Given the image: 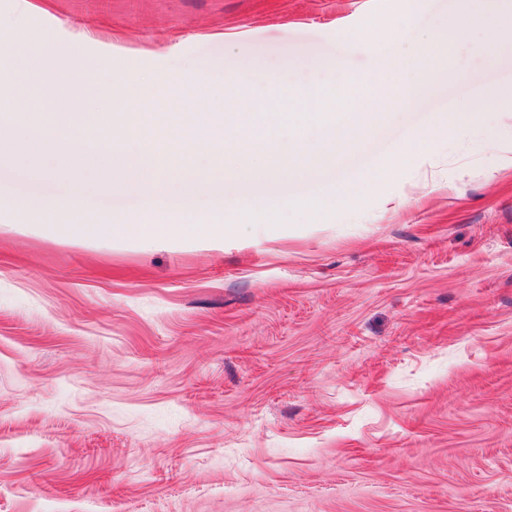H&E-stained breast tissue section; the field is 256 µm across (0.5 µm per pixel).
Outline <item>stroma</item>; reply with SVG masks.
I'll list each match as a JSON object with an SVG mask.
<instances>
[{"label": "stroma", "instance_id": "obj_1", "mask_svg": "<svg viewBox=\"0 0 512 512\" xmlns=\"http://www.w3.org/2000/svg\"><path fill=\"white\" fill-rule=\"evenodd\" d=\"M415 5L429 31L456 0H0L52 32L91 99L124 115L112 79L147 75L219 110L225 71L265 74L259 106L319 92L337 122L370 115L337 170L346 211L299 208L223 237L82 244L0 215V512H512V102L396 176L361 185L412 134L512 86V44L480 27L397 98L347 42ZM343 57L359 98L317 85ZM88 158L0 137V194L136 214ZM299 173L176 198L244 204L314 194Z\"/></svg>", "mask_w": 512, "mask_h": 512}]
</instances>
